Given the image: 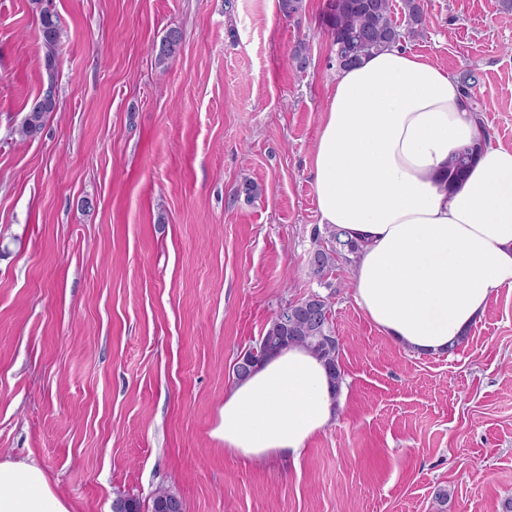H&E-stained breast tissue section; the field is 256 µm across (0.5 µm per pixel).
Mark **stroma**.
<instances>
[{"instance_id": "stroma-1", "label": "stroma", "mask_w": 512, "mask_h": 512, "mask_svg": "<svg viewBox=\"0 0 512 512\" xmlns=\"http://www.w3.org/2000/svg\"><path fill=\"white\" fill-rule=\"evenodd\" d=\"M327 0H0V459L35 460L74 512H503L512 498V289L456 353L393 342L326 276L344 390L298 464L215 434L241 352L318 284L311 154L336 75ZM408 49L473 68L484 131L512 145V11L425 0ZM60 27L48 76L36 42ZM179 57L158 65L168 29ZM305 50L306 68L293 60ZM53 89L35 140L16 128ZM260 188L238 199L243 179ZM60 29L57 17L48 9H42L39 14L38 42L43 52L44 66L49 73L58 66V44ZM182 34L178 29H169L161 38L159 44H153L152 52L159 65L167 66L180 54ZM151 499V512H184L181 498L168 488H156Z\"/></svg>"}]
</instances>
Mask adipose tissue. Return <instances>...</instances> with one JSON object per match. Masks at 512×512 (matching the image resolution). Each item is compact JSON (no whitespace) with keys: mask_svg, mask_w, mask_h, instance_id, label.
<instances>
[{"mask_svg":"<svg viewBox=\"0 0 512 512\" xmlns=\"http://www.w3.org/2000/svg\"><path fill=\"white\" fill-rule=\"evenodd\" d=\"M476 142L478 162L449 184V157ZM311 176L322 223L362 244L356 303L413 353L447 354L512 289V147L483 131L442 67L394 45L337 70ZM339 412L322 362L294 346L226 389L216 435L246 462H296ZM0 512L72 506L36 461L0 459Z\"/></svg>","mask_w":512,"mask_h":512,"instance_id":"1","label":"adipose tissue"}]
</instances>
